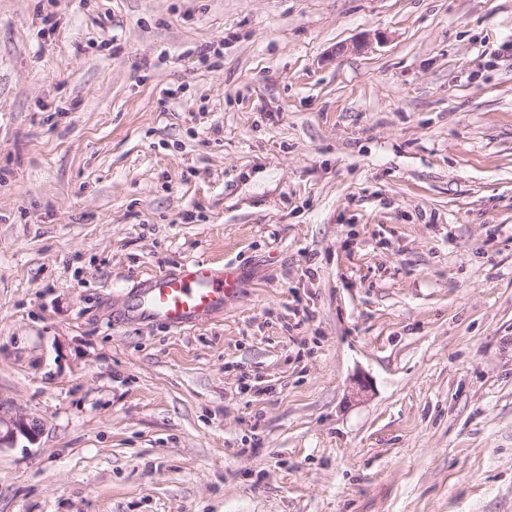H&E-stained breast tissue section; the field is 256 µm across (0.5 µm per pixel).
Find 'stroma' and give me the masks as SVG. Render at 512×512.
Masks as SVG:
<instances>
[{
  "instance_id": "obj_1",
  "label": "stroma",
  "mask_w": 512,
  "mask_h": 512,
  "mask_svg": "<svg viewBox=\"0 0 512 512\" xmlns=\"http://www.w3.org/2000/svg\"><path fill=\"white\" fill-rule=\"evenodd\" d=\"M0 405V512H512V0H0ZM238 287L230 266L204 261L183 265L176 273L156 274L138 288L137 311L143 319L161 321L174 329L202 322L224 306V298ZM41 422L21 413H9L0 407V447L11 444L18 435L35 441L42 432Z\"/></svg>"
}]
</instances>
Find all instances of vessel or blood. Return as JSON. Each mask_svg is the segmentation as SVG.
I'll return each instance as SVG.
<instances>
[{"mask_svg":"<svg viewBox=\"0 0 512 512\" xmlns=\"http://www.w3.org/2000/svg\"><path fill=\"white\" fill-rule=\"evenodd\" d=\"M237 286L232 267L195 261L178 272L161 273L146 281L138 290L137 309L143 318L182 329L221 308L225 296Z\"/></svg>","mask_w":512,"mask_h":512,"instance_id":"obj_1","label":"vessel or blood"}]
</instances>
